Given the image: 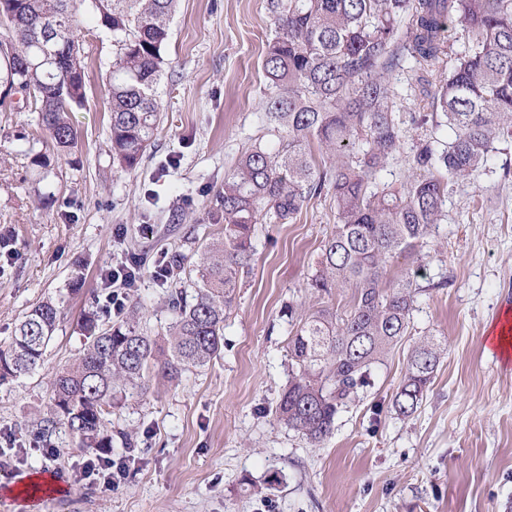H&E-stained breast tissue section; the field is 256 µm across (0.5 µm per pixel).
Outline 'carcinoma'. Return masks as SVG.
Listing matches in <instances>:
<instances>
[{
    "label": "carcinoma",
    "mask_w": 512,
    "mask_h": 512,
    "mask_svg": "<svg viewBox=\"0 0 512 512\" xmlns=\"http://www.w3.org/2000/svg\"><path fill=\"white\" fill-rule=\"evenodd\" d=\"M14 2L22 22L0 14V40L13 44L12 55H0V81L26 89L24 108L37 114L60 154L77 145L70 113L87 101L80 11L112 36L109 152L122 169L136 168L158 129L156 91L178 0ZM268 10L274 36L263 62L265 130L277 146L254 145L224 177L217 196L224 232L200 258L194 294L171 291L165 335H148L134 312L103 325L94 313L86 317L82 354L52 374L44 419L49 429L66 428L81 448L112 447V398L145 388L151 369L177 380L220 355L239 276L255 253L258 216L284 224L325 193L336 207L335 230L308 286L319 298L350 288L352 304L343 314L320 306L301 316L288 305L296 319L292 377L273 409L289 429L322 443L337 414L371 385V369L408 333L423 289L406 276L386 284L392 263L422 259L421 240L442 220L449 183L482 168L494 140L512 137V0H268ZM43 23L67 46L54 62L43 61L30 29ZM456 26L473 44L451 59L447 80L426 90L432 113L421 119L448 127L450 139L441 148L415 146L417 174L399 188L382 187L379 174L403 142L390 78L408 57L427 65L447 55L445 33ZM57 320L51 300L23 317L0 346V383L42 366ZM443 352L433 337L412 348L392 396L398 414L420 407Z\"/></svg>",
    "instance_id": "cac0c4a2"
}]
</instances>
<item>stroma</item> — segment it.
<instances>
[{
	"label": "stroma",
	"instance_id": "35a3bbf8",
	"mask_svg": "<svg viewBox=\"0 0 512 512\" xmlns=\"http://www.w3.org/2000/svg\"><path fill=\"white\" fill-rule=\"evenodd\" d=\"M87 102L74 112L77 145L57 156L36 137V115L0 112V229L11 252L0 257V345L33 307L53 300L56 331L44 364L0 384V483L60 472L63 493L20 506L0 494V512H512V364L487 346V332L512 310V138L496 140L486 164L448 188L443 220L421 249L399 259L395 275L415 274L419 296L410 333L374 383L337 418L318 447L270 409L289 377L287 304L310 312L307 282L333 232L328 195L286 224L257 226L255 260L242 274L224 323V347L176 382L151 374L145 390L118 397L108 429L113 458L129 475L115 490L75 480L73 463L96 456L65 429L44 434L49 378L75 362L85 342L81 317L107 293L112 263L140 258L144 274L127 306L151 333L171 320V284L153 280L160 257L184 255L191 280L223 223L215 198L240 155L264 134L263 69L274 35L268 0H179L169 23V67L159 88L161 121L136 169L108 151L112 37L82 21ZM448 76L447 63L407 60L391 79L403 148L380 180L400 185L414 146L446 142L447 127L415 122L426 108L422 80ZM49 154L46 168L30 150ZM437 336L445 355L414 416L391 398L415 342ZM60 449L56 459L44 449Z\"/></svg>",
	"mask_w": 512,
	"mask_h": 512
}]
</instances>
